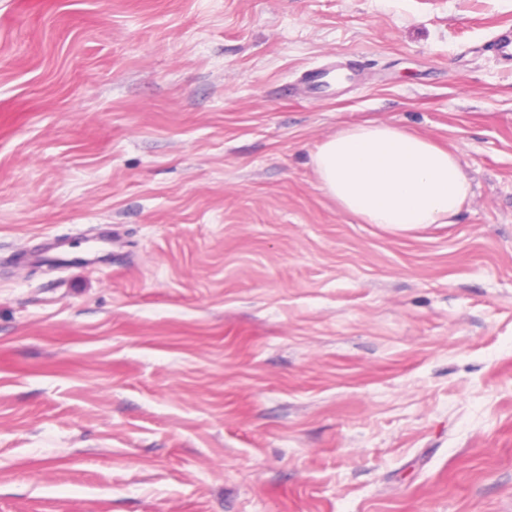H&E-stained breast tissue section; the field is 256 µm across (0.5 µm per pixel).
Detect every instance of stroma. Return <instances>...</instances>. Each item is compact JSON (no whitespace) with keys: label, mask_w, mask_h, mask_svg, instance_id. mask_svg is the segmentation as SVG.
<instances>
[{"label":"stroma","mask_w":512,"mask_h":512,"mask_svg":"<svg viewBox=\"0 0 512 512\" xmlns=\"http://www.w3.org/2000/svg\"><path fill=\"white\" fill-rule=\"evenodd\" d=\"M509 31L512 0H0V512H512ZM367 121L460 155L453 223L324 193Z\"/></svg>","instance_id":"obj_1"}]
</instances>
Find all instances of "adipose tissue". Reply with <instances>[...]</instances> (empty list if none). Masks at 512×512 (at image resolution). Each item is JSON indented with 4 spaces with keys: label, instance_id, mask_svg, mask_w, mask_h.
Masks as SVG:
<instances>
[{
    "label": "adipose tissue",
    "instance_id": "obj_1",
    "mask_svg": "<svg viewBox=\"0 0 512 512\" xmlns=\"http://www.w3.org/2000/svg\"><path fill=\"white\" fill-rule=\"evenodd\" d=\"M313 164L343 212L395 230L452 223L473 195L457 154L384 123L338 130L320 143Z\"/></svg>",
    "mask_w": 512,
    "mask_h": 512
}]
</instances>
